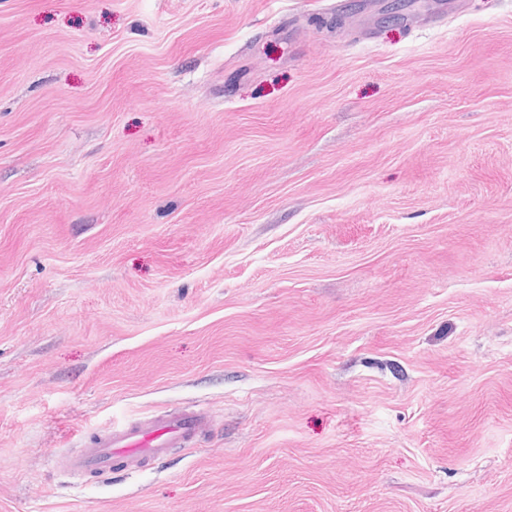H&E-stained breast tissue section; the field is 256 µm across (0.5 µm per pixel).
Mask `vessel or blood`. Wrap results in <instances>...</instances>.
Segmentation results:
<instances>
[{
	"label": "vessel or blood",
	"mask_w": 512,
	"mask_h": 512,
	"mask_svg": "<svg viewBox=\"0 0 512 512\" xmlns=\"http://www.w3.org/2000/svg\"><path fill=\"white\" fill-rule=\"evenodd\" d=\"M203 409H187L112 427L69 454L61 467L70 475L113 470L133 472L142 464L164 460L174 448H188L210 428Z\"/></svg>",
	"instance_id": "obj_1"
}]
</instances>
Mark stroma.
Wrapping results in <instances>:
<instances>
[{
    "mask_svg": "<svg viewBox=\"0 0 512 512\" xmlns=\"http://www.w3.org/2000/svg\"><path fill=\"white\" fill-rule=\"evenodd\" d=\"M390 3L0 0V512H512V0ZM203 409H187L114 426L69 454L61 468L75 477L113 470L134 472L164 460L171 448H191L210 428Z\"/></svg>",
    "mask_w": 512,
    "mask_h": 512,
    "instance_id": "obj_1",
    "label": "stroma"
}]
</instances>
